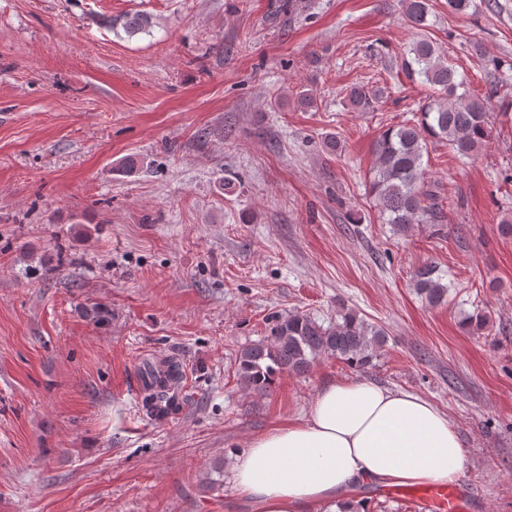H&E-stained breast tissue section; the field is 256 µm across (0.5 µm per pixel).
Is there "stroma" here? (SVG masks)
Returning a JSON list of instances; mask_svg holds the SVG:
<instances>
[{"label": "stroma", "instance_id": "1", "mask_svg": "<svg viewBox=\"0 0 512 512\" xmlns=\"http://www.w3.org/2000/svg\"><path fill=\"white\" fill-rule=\"evenodd\" d=\"M430 2L493 133L471 159L429 144L440 217L400 234L368 177L429 96L400 69L418 36L401 0H0V512H258L232 482L250 440L360 377L448 414L465 512H512V0ZM137 10L152 35L113 33ZM354 85L382 90L374 111ZM426 263L437 307L413 286ZM297 311L383 327L375 366L326 357L244 390L240 349ZM162 359L182 378L158 419L141 370ZM351 500L424 512L380 487ZM414 288L431 306L443 304L448 297V285L442 283V277L432 265L420 267L415 272Z\"/></svg>", "mask_w": 512, "mask_h": 512}]
</instances>
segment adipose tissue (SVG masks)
<instances>
[{"instance_id": "adipose-tissue-1", "label": "adipose tissue", "mask_w": 512, "mask_h": 512, "mask_svg": "<svg viewBox=\"0 0 512 512\" xmlns=\"http://www.w3.org/2000/svg\"><path fill=\"white\" fill-rule=\"evenodd\" d=\"M463 445L428 400L361 379L324 384L305 420L253 439L233 476L259 512H336L366 481H450Z\"/></svg>"}]
</instances>
